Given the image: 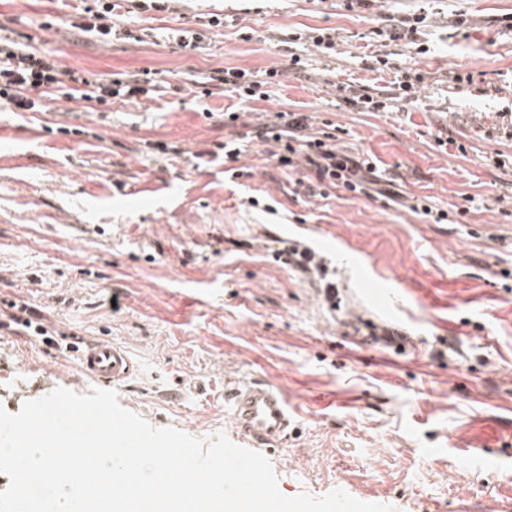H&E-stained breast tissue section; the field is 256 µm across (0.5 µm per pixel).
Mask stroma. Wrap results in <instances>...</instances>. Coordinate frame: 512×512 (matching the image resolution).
I'll return each mask as SVG.
<instances>
[{"mask_svg":"<svg viewBox=\"0 0 512 512\" xmlns=\"http://www.w3.org/2000/svg\"><path fill=\"white\" fill-rule=\"evenodd\" d=\"M79 4L0 0V23L64 66L106 78L148 68L171 89L105 112L62 98L45 112L0 111V300L27 303L66 342L0 330V407L17 413L57 387L90 393L77 351L104 339L134 365L115 387L122 407L207 443L235 435L228 380L282 389L296 429L268 458L283 495L344 486L395 512H512V137L498 128L512 110V0H374L366 11L178 0L120 17L149 34L114 44L69 27ZM420 11L425 53L379 36ZM211 14L225 23L204 48L164 44V29ZM49 15L58 23L46 30ZM324 27L336 31L334 56L287 41ZM295 54L307 67L292 68ZM367 54L418 69L416 102L336 108L342 87L392 81ZM224 67L275 69L279 83L247 102L185 88L186 73ZM297 105L336 125L339 148L375 156L394 191L433 197L447 221L378 199L295 195L260 142L238 160L250 176L232 178L214 153L231 134L225 110L257 124ZM205 150L211 162L198 163ZM495 153L503 167L487 165ZM287 242L325 257L335 301L277 260ZM373 288L390 289L387 308ZM355 318L417 347H350Z\"/></svg>","mask_w":512,"mask_h":512,"instance_id":"35a3bbf8","label":"stroma"}]
</instances>
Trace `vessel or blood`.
<instances>
[{"instance_id":"1","label":"vessel or blood","mask_w":512,"mask_h":512,"mask_svg":"<svg viewBox=\"0 0 512 512\" xmlns=\"http://www.w3.org/2000/svg\"><path fill=\"white\" fill-rule=\"evenodd\" d=\"M77 369L83 376L111 386L127 378L133 364L123 349L100 340L81 353ZM226 399L235 432L248 447L271 451L287 440L293 419L283 391L252 380L235 384Z\"/></svg>"}]
</instances>
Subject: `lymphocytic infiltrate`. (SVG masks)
<instances>
[{
    "mask_svg": "<svg viewBox=\"0 0 512 512\" xmlns=\"http://www.w3.org/2000/svg\"><path fill=\"white\" fill-rule=\"evenodd\" d=\"M85 6L75 23L76 29L104 42L133 38L131 30L117 29L112 18L123 0H84ZM395 71V70H394ZM421 74L396 70L392 90L388 93L360 90L358 103L369 112L386 111L399 100L414 96ZM188 87L200 89L202 95L219 90L243 101L269 98V85L275 82L274 71L251 75L248 70L229 67L206 73L187 74ZM165 81L154 72L143 70L110 79L88 71L64 68L57 56L44 53L30 43L0 35V106L13 112H40L48 99L64 96L87 103L91 111L111 105L118 99L140 95L164 98ZM312 117L300 111L279 112L274 122L257 125L237 133L235 140L224 143V155L235 160L246 144L259 141L270 145L269 156L284 171L304 166L305 173L295 182L297 192L310 197L324 190L341 189L351 196L367 194L376 164L371 157H354L339 151L332 132L310 134Z\"/></svg>",
    "mask_w": 512,
    "mask_h": 512,
    "instance_id": "1",
    "label": "lymphocytic infiltrate"
}]
</instances>
